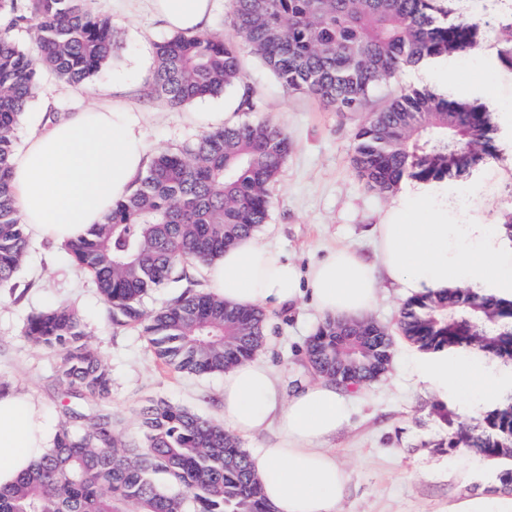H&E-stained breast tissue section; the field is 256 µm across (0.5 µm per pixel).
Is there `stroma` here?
Wrapping results in <instances>:
<instances>
[{
	"mask_svg": "<svg viewBox=\"0 0 512 512\" xmlns=\"http://www.w3.org/2000/svg\"><path fill=\"white\" fill-rule=\"evenodd\" d=\"M504 2L479 0L474 21L486 38L475 53L454 59L455 99L486 106L496 126V156L458 184L457 203L466 224H499L512 213V70L498 59ZM89 6L123 33L122 60L83 88L42 73L39 91L16 129L17 140L33 128L47 127L55 114L99 102L153 113L148 139L157 147H175L201 135L210 112L268 120L288 135L292 150L273 192L270 219L257 232L259 240L303 270L341 245L372 256L369 230L380 223L392 198L368 190L358 178L352 165L355 134L392 96L412 88L438 92L425 77V65L401 69L383 81L364 111L336 112L318 99L288 92L245 50L244 85L253 93L255 111H239L236 92L174 107L144 94L154 68L152 45L170 34L150 0H90ZM59 302L78 310L89 346L112 371L111 408L123 435H138L137 412L156 398L221 420L223 375L195 377L162 365L141 331L111 324L91 279L72 256L39 240L32 242L13 287L0 288V390L26 391L52 418L60 417L69 399L56 378V359L23 334L31 314ZM403 304L397 289L383 286L371 317L393 335L392 366L380 380L364 385L353 401L350 426L328 443L349 474L348 496L339 512H448L451 500L478 493L504 467L471 448L449 449L440 400L416 373L421 351L398 331ZM320 322L308 303L268 312L260 358L288 382L317 380L305 345Z\"/></svg>",
	"mask_w": 512,
	"mask_h": 512,
	"instance_id": "1",
	"label": "stroma"
}]
</instances>
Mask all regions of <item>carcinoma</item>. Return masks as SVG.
<instances>
[{"mask_svg":"<svg viewBox=\"0 0 512 512\" xmlns=\"http://www.w3.org/2000/svg\"><path fill=\"white\" fill-rule=\"evenodd\" d=\"M226 34L177 32L154 46L157 66L145 95L180 107L239 89L241 46L292 92L313 96L336 112H356L385 79L405 66L481 43L479 25L442 22L435 0H228ZM34 28L37 58L13 31ZM498 49L512 68V19ZM111 21L89 0H0V288L13 287L29 250L11 187L15 130L35 97L40 71L67 84L88 82L120 57ZM485 106L413 89L370 115L355 135L353 164L371 189L390 195L401 180L464 179L497 152ZM290 153L278 126L239 122L208 131L150 160L145 176L112 206L102 224L71 242L68 252L95 282L118 328L142 327L161 363L196 374H220L261 349L266 314L239 308L197 288L193 271L268 223L271 193ZM186 282L162 308L143 299L164 282ZM399 329L423 350L481 345L512 359V300L450 289L404 304ZM322 322L307 360L327 350L354 371L349 384L383 376L392 344L360 331L340 337ZM32 343L57 356V377L71 397L96 409L63 412L53 447L10 487L0 512H269L250 451L224 426L159 398L138 410L142 435L125 440L111 408L112 375L87 344L86 326L66 306L32 315ZM452 429L448 447L474 448L491 459L512 450V402L487 411L474 438Z\"/></svg>","mask_w":512,"mask_h":512,"instance_id":"cac0c4a2","label":"carcinoma"}]
</instances>
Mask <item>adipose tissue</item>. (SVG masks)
Instances as JSON below:
<instances>
[{
	"mask_svg": "<svg viewBox=\"0 0 512 512\" xmlns=\"http://www.w3.org/2000/svg\"><path fill=\"white\" fill-rule=\"evenodd\" d=\"M210 0H153L174 30L204 29ZM143 113L101 105L63 115L33 132L12 161L11 184L23 224L36 239L64 246L104 223L147 163ZM373 258L338 248L307 272L256 237L225 250L205 273L215 296L241 307L279 309L309 297L327 318L349 321L376 304L381 281L405 298L470 289L512 299V238L494 224H456L432 182L400 186L382 223L373 225ZM420 379L445 403H498L508 381L475 347L423 354ZM353 392L331 380L285 389L262 360L224 374V424L255 436L277 427L275 444L251 454L272 512H337L348 476L327 441L350 423ZM55 421L29 395L0 391V486L14 484L49 448Z\"/></svg>",
	"mask_w": 512,
	"mask_h": 512,
	"instance_id": "ef3b65f1",
	"label": "adipose tissue"
}]
</instances>
